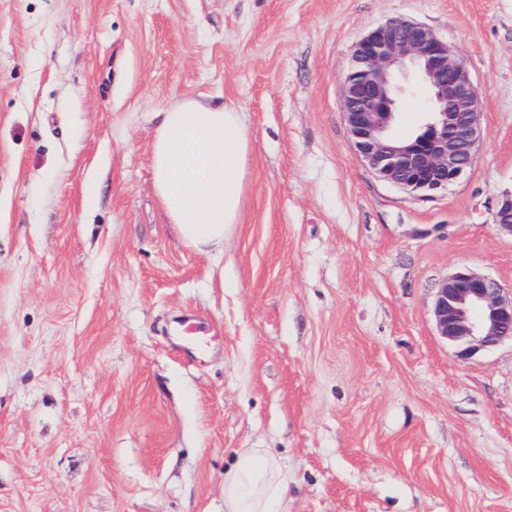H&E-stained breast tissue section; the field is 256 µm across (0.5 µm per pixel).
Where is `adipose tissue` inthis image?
Here are the masks:
<instances>
[{
  "label": "adipose tissue",
  "mask_w": 512,
  "mask_h": 512,
  "mask_svg": "<svg viewBox=\"0 0 512 512\" xmlns=\"http://www.w3.org/2000/svg\"><path fill=\"white\" fill-rule=\"evenodd\" d=\"M250 153L233 106L189 98L164 112L151 145L152 186L185 244L223 248L241 221ZM288 481L274 455L244 449L224 474V512H287Z\"/></svg>",
  "instance_id": "obj_1"
}]
</instances>
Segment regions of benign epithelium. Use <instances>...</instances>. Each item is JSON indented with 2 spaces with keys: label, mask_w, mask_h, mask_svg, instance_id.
<instances>
[{
  "label": "benign epithelium",
  "mask_w": 512,
  "mask_h": 512,
  "mask_svg": "<svg viewBox=\"0 0 512 512\" xmlns=\"http://www.w3.org/2000/svg\"><path fill=\"white\" fill-rule=\"evenodd\" d=\"M421 85L428 101L421 122L398 132L408 90ZM342 111L355 151L380 179L410 193L445 190L471 168L488 136L481 95L466 67L430 28L394 19L354 46L343 79ZM494 222L512 235V192ZM437 333L468 358L512 341V295L492 277L459 270L436 288Z\"/></svg>",
  "instance_id": "benign-epithelium-1"
}]
</instances>
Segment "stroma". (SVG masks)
<instances>
[{
    "instance_id": "35a3bbf8",
    "label": "stroma",
    "mask_w": 512,
    "mask_h": 512,
    "mask_svg": "<svg viewBox=\"0 0 512 512\" xmlns=\"http://www.w3.org/2000/svg\"><path fill=\"white\" fill-rule=\"evenodd\" d=\"M392 19L457 50L489 131L425 197L342 112ZM187 98L252 146L220 252L152 188ZM511 191L512 0H0V512H224L244 448L287 469L288 512H512V343L464 359L433 318L458 269L512 290Z\"/></svg>"
}]
</instances>
